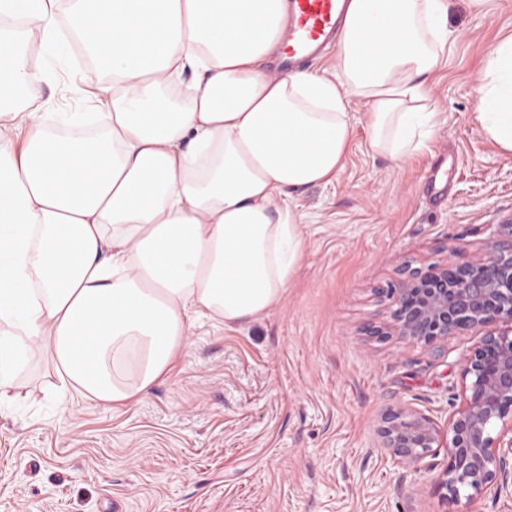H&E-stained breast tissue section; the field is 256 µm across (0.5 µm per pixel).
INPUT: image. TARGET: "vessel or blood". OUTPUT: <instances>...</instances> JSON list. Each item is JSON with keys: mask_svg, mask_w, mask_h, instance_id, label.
Masks as SVG:
<instances>
[{"mask_svg": "<svg viewBox=\"0 0 512 512\" xmlns=\"http://www.w3.org/2000/svg\"><path fill=\"white\" fill-rule=\"evenodd\" d=\"M290 44L281 62L290 68L300 61L316 58L330 37L342 28L344 0H290Z\"/></svg>", "mask_w": 512, "mask_h": 512, "instance_id": "vessel-or-blood-1", "label": "vessel or blood"}]
</instances>
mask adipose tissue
Instances as JSON below:
<instances>
[{
  "mask_svg": "<svg viewBox=\"0 0 512 512\" xmlns=\"http://www.w3.org/2000/svg\"><path fill=\"white\" fill-rule=\"evenodd\" d=\"M67 3L0 0L25 23L0 28V402L36 354L59 400L116 410L169 372L196 313L233 329L281 301L305 242L285 196L343 169L352 101L372 152L423 147L451 32L445 0H348L334 72L274 74L288 0ZM67 33L106 111L39 101L51 75L29 49ZM483 74L477 120L511 152L512 37Z\"/></svg>",
  "mask_w": 512,
  "mask_h": 512,
  "instance_id": "obj_1",
  "label": "adipose tissue"
}]
</instances>
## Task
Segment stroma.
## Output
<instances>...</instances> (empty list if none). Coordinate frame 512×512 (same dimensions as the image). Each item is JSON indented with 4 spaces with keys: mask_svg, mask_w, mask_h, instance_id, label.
<instances>
[{
    "mask_svg": "<svg viewBox=\"0 0 512 512\" xmlns=\"http://www.w3.org/2000/svg\"><path fill=\"white\" fill-rule=\"evenodd\" d=\"M455 35L428 80L437 110L424 147L396 162L370 152L364 103L344 169L293 192L306 243L281 302L228 330L196 320L173 370L117 411L59 402L35 360L0 404V512H452L431 475H408L379 444L404 405L446 426L462 401L461 356L365 336L384 308L374 291L404 261L446 247L477 253L512 218V153L476 118L488 53L512 37V0H446ZM57 112H100L105 77L55 49L33 52Z\"/></svg>",
    "mask_w": 512,
    "mask_h": 512,
    "instance_id": "stroma-1",
    "label": "stroma"
}]
</instances>
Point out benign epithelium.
<instances>
[{"mask_svg": "<svg viewBox=\"0 0 512 512\" xmlns=\"http://www.w3.org/2000/svg\"><path fill=\"white\" fill-rule=\"evenodd\" d=\"M401 271L397 283L376 289L387 316L366 335L434 350L471 330L481 340L460 361L462 402L447 428L398 406L379 423L382 447L410 472L421 471L433 449H446L447 464L434 485L447 502H471L489 491L512 495V436L505 437L512 433V219L497 225L478 255L450 248L440 262H406Z\"/></svg>", "mask_w": 512, "mask_h": 512, "instance_id": "7a95c632", "label": "benign epithelium"}]
</instances>
